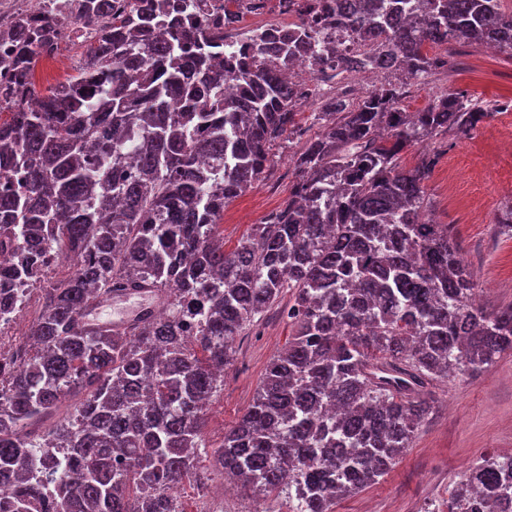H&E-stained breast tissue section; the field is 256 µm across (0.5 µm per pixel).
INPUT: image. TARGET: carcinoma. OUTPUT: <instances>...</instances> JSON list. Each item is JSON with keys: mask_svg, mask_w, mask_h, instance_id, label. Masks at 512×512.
<instances>
[{"mask_svg": "<svg viewBox=\"0 0 512 512\" xmlns=\"http://www.w3.org/2000/svg\"><path fill=\"white\" fill-rule=\"evenodd\" d=\"M350 44L311 52L313 18L224 53L218 28L166 21L159 0H83L94 40L77 74L41 94L32 74L58 42L50 17L0 34V319L42 296L28 343L0 352V512H181L167 491L207 479L211 456L257 499L334 512L386 474L430 410L421 390L512 351V305L474 302L448 224L425 218L438 160L402 153L441 132L468 137L492 112L448 91L421 112L404 85L313 113L288 200L224 250V208L262 179L321 81L373 70L419 78L448 65L426 46L512 53L504 0H325ZM72 274L51 283L55 262ZM153 289L128 326L89 325L113 294ZM291 293L293 332L253 403L205 452V416L242 331ZM77 398L68 416L39 434ZM53 448L70 453L57 459ZM447 512H512V453L487 454L448 491Z\"/></svg>", "mask_w": 512, "mask_h": 512, "instance_id": "cac0c4a2", "label": "carcinoma"}]
</instances>
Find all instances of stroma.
Returning a JSON list of instances; mask_svg holds the SVG:
<instances>
[{
	"instance_id": "1",
	"label": "stroma",
	"mask_w": 512,
	"mask_h": 512,
	"mask_svg": "<svg viewBox=\"0 0 512 512\" xmlns=\"http://www.w3.org/2000/svg\"><path fill=\"white\" fill-rule=\"evenodd\" d=\"M85 46L63 43L51 60L35 68L38 90L73 75ZM409 82L406 111L419 112L441 93L466 90L493 109L471 136L445 137L427 144L439 160L427 184L433 220L450 225L474 275L478 301L485 307L512 304V238L495 233V218L512 200V54L482 44L460 49L455 66L406 80L403 73L358 74L347 81L353 99L381 85ZM332 88L321 86L318 97L299 108L300 135L274 145L266 179L235 199L224 211V247L232 249L251 226L260 223L288 197L294 178L291 156L304 138L318 131V111ZM287 300L269 309L234 344L232 363L224 369V389L207 412L205 433L218 442L246 412L270 359L288 342L291 329L283 313ZM424 398L431 410L421 420L411 447L362 492L339 500L335 512H426L444 504L448 491L480 455L512 451V353L475 373L448 377L428 385Z\"/></svg>"
}]
</instances>
